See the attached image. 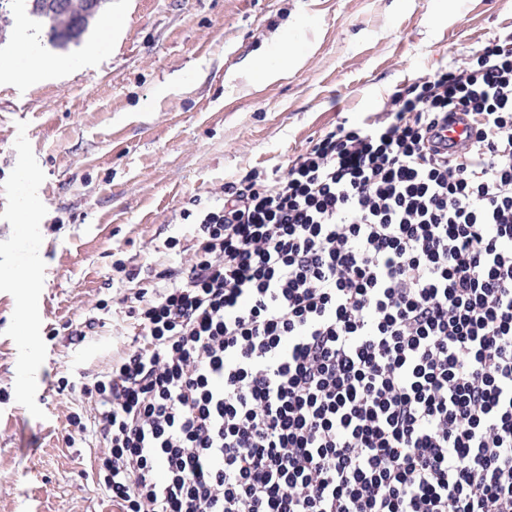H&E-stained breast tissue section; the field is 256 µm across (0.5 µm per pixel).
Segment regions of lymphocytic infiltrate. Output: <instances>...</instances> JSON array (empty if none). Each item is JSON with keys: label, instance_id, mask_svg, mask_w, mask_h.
<instances>
[{"label": "lymphocytic infiltrate", "instance_id": "1", "mask_svg": "<svg viewBox=\"0 0 512 512\" xmlns=\"http://www.w3.org/2000/svg\"><path fill=\"white\" fill-rule=\"evenodd\" d=\"M194 219L84 388L121 512H512V31Z\"/></svg>", "mask_w": 512, "mask_h": 512}]
</instances>
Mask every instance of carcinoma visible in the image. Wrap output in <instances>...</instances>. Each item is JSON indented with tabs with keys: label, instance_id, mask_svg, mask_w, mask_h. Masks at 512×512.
<instances>
[{
	"label": "carcinoma",
	"instance_id": "obj_1",
	"mask_svg": "<svg viewBox=\"0 0 512 512\" xmlns=\"http://www.w3.org/2000/svg\"><path fill=\"white\" fill-rule=\"evenodd\" d=\"M28 14L47 29L51 43L78 42L100 9L102 0H26Z\"/></svg>",
	"mask_w": 512,
	"mask_h": 512
}]
</instances>
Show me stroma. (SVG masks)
<instances>
[{
    "label": "stroma",
    "mask_w": 512,
    "mask_h": 512,
    "mask_svg": "<svg viewBox=\"0 0 512 512\" xmlns=\"http://www.w3.org/2000/svg\"><path fill=\"white\" fill-rule=\"evenodd\" d=\"M512 28V0H104L52 46L22 0L0 15V512H112L83 383L124 349L117 262L189 260L193 200L382 112L417 76ZM58 60L42 67L43 57ZM263 58L276 78L256 76ZM33 201L32 223L19 221ZM177 237L181 255L164 243ZM38 280L27 295L13 272ZM95 327L83 341L69 327Z\"/></svg>",
    "instance_id": "35a3bbf8"
}]
</instances>
